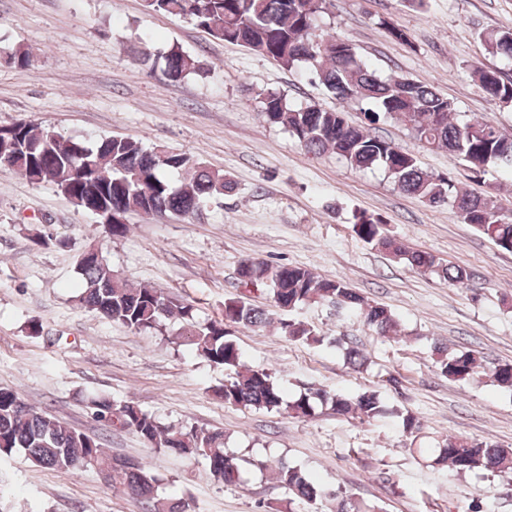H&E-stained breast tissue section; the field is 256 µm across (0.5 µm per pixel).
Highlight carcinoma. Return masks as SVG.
Returning a JSON list of instances; mask_svg holds the SVG:
<instances>
[{
  "instance_id": "1",
  "label": "carcinoma",
  "mask_w": 512,
  "mask_h": 512,
  "mask_svg": "<svg viewBox=\"0 0 512 512\" xmlns=\"http://www.w3.org/2000/svg\"><path fill=\"white\" fill-rule=\"evenodd\" d=\"M145 7L186 18L211 37L243 46L287 71L302 70L329 95L356 104L363 112V125L349 123L339 107L298 106L277 92L259 93L263 120L286 128L308 152L332 153L359 171L379 168L399 190L432 207H451L463 223L472 225L501 249L512 251V211H504L488 197L461 191L447 174L423 171L413 153L372 134L370 126L393 120L426 148L441 149L464 161L474 178L490 165L512 173V139L483 120H454L453 104L432 87L405 77L383 78L357 54L350 41L319 31L318 19L327 10V0H145ZM481 41L488 54L512 63L511 30L484 33ZM0 54L11 64H30L29 53L20 47L1 48ZM160 59L170 81L205 70L199 57L177 46ZM473 75L485 96L512 101V82L503 80L498 69L477 67ZM0 164L14 167L33 185L51 184L65 196L78 198L80 207L89 213L110 215L112 223L106 228L113 237L128 232L124 220L132 213L187 216L197 212L205 199L235 190L224 172L204 166L185 152L148 148L142 141L124 136H104L87 143L65 138L32 120L0 125ZM179 170H190L192 176L174 186L167 173ZM352 232L412 269L435 274L451 285L466 286L472 278L462 266L445 264L429 252L407 247L388 233L378 216L354 213ZM237 274L246 285L268 287L270 298L284 311L323 301L356 313L381 336L391 335L396 328V319L385 306L364 299L343 280L323 279L308 268L248 259L239 265ZM78 275L76 301L114 323L146 332L159 329L166 319H178L182 336L195 354L224 367V384L214 395L226 405L309 420L320 403L330 406L338 416L368 420L396 417L405 432L419 430L413 414L388 405L375 391L352 397L309 389L287 398L285 381L267 369L246 365L231 338L229 327L233 325L249 328L269 323L267 310L245 297L224 300L223 318L201 324L192 305L153 288L131 287L103 257L79 263ZM280 329L290 340L305 344L326 339L321 330L300 321L282 322ZM436 354L437 370L450 380L474 381L484 371L477 351L438 347ZM492 378L498 386L512 390V363L496 366ZM90 405L99 420L110 421L116 413L123 415L128 428L153 448L183 457H205L215 481L232 484L240 480L239 458L224 450V432L167 425L131 401L116 404L96 397ZM105 448L102 438L35 410L12 388H0V454L22 451L38 465L62 472L96 469L120 481L129 494L139 498L143 512H189L185 501L158 494L159 480L146 463L113 457ZM430 459L458 475L482 471L497 476L512 474V448L492 441L451 437L444 446L433 449ZM256 466L287 490L288 507L282 512H298L293 504H311L326 495L296 466L270 460H259ZM331 497L336 501L334 512H375V506L364 500L337 492Z\"/></svg>"
}]
</instances>
